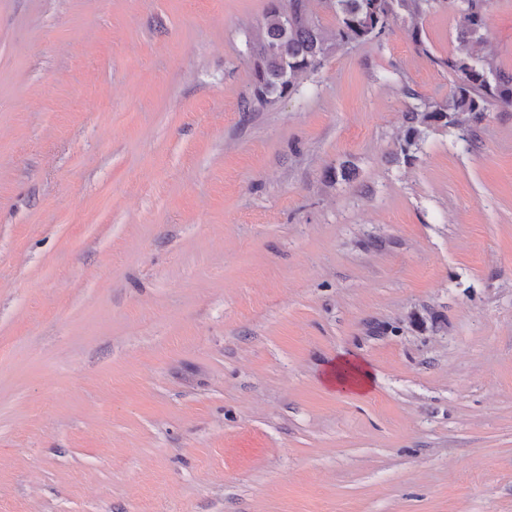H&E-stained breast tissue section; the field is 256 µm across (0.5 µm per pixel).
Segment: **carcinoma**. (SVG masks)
<instances>
[{"label":"carcinoma","mask_w":512,"mask_h":512,"mask_svg":"<svg viewBox=\"0 0 512 512\" xmlns=\"http://www.w3.org/2000/svg\"><path fill=\"white\" fill-rule=\"evenodd\" d=\"M336 17V43L371 42L380 38L400 13L415 23L412 39L422 49L418 21L439 0H326ZM460 14L457 41L461 53L445 59L456 77L448 101L433 106L423 100L407 105L410 126L401 147L407 153L419 145L426 131L453 128L469 144L476 126L492 108H512V74L498 69L487 58L473 56L468 46L485 38L492 0H456ZM254 82L245 108L267 104L291 94L300 79L318 70L328 54L318 21L306 11L304 0H271L263 24L247 40Z\"/></svg>","instance_id":"cac0c4a2"}]
</instances>
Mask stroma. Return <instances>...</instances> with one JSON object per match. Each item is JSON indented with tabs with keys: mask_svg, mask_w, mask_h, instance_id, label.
<instances>
[{
	"mask_svg": "<svg viewBox=\"0 0 512 512\" xmlns=\"http://www.w3.org/2000/svg\"><path fill=\"white\" fill-rule=\"evenodd\" d=\"M269 2L0 0V512H512V110L402 152L458 12L305 0L327 58L243 111ZM336 17V44L371 42L380 38L398 15L405 13L414 23L412 39L424 48L418 21L439 0H326ZM331 367L326 379L336 390L365 392L369 389L372 377L361 364L340 358Z\"/></svg>",
	"mask_w": 512,
	"mask_h": 512,
	"instance_id": "35a3bbf8",
	"label": "stroma"
}]
</instances>
